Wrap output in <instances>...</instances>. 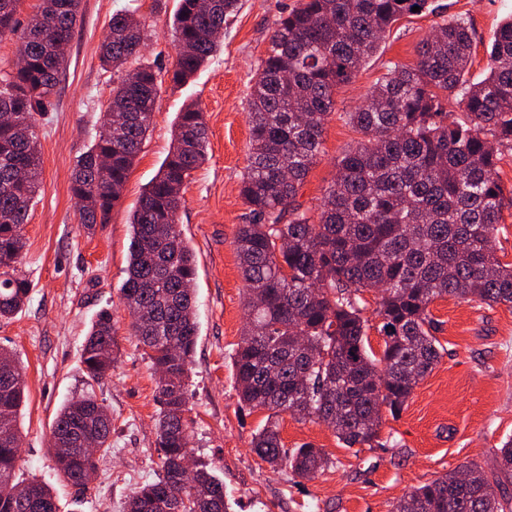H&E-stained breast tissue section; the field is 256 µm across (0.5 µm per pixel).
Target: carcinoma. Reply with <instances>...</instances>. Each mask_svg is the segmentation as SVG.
<instances>
[{
	"instance_id": "obj_1",
	"label": "carcinoma",
	"mask_w": 512,
	"mask_h": 512,
	"mask_svg": "<svg viewBox=\"0 0 512 512\" xmlns=\"http://www.w3.org/2000/svg\"><path fill=\"white\" fill-rule=\"evenodd\" d=\"M20 0H0V40L17 37L19 69L0 65V322L23 310L29 282L16 266L25 224L40 185L41 151L33 114L45 112L63 70L57 44L71 41L81 0H40L17 32ZM239 0H179L173 17L175 68L149 64L112 83L105 116L123 121L77 159L71 193L79 223L106 224L156 112L159 85L188 82L219 47L212 32L238 12ZM428 0H297L279 18L252 86L247 119L250 163L240 196L249 221L236 246L248 291V314L233 357L242 408L268 412L252 440L274 470L310 481L329 467L310 443L288 449L279 417L325 423L344 447L379 442L383 412L397 417L414 388L441 358L430 305L445 296L486 305L512 304V264L493 243L502 221L498 163L512 152V18L499 24L488 74L466 85L472 64L464 18L437 24L413 65L395 64L365 103L347 113L359 135L336 163V176L317 213L297 203L299 187L321 153L336 89L360 71L401 16ZM145 24L129 6L112 15L100 45L101 67L119 70L141 57ZM461 89L463 113L445 120L443 96ZM207 128L196 104L175 122L173 146L130 212L131 242L121 303L132 330L161 374L162 406L155 448L161 473L129 496L126 512H226L224 484L207 468L192 483L177 482L189 453L186 379L199 335L193 284L196 261L178 227L181 189L206 159ZM102 156L110 158L100 167ZM95 195L96 205L84 200ZM381 289L375 313L384 336L381 355L366 347L362 294ZM113 315L102 310L82 349L85 394L58 411L49 452L59 476L75 488L97 460L79 442L96 438L99 456L112 448V418L91 386L112 369ZM0 512H63L53 488L17 482L18 418L25 400L24 367L0 349ZM512 440L499 449L495 485L468 462L415 488L394 512H512Z\"/></svg>"
}]
</instances>
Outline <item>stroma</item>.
Instances as JSON below:
<instances>
[{
  "label": "stroma",
  "instance_id": "stroma-1",
  "mask_svg": "<svg viewBox=\"0 0 512 512\" xmlns=\"http://www.w3.org/2000/svg\"><path fill=\"white\" fill-rule=\"evenodd\" d=\"M128 0H82V19L67 48V67L49 111L36 114L42 152L40 189L25 226L18 265L30 284L29 300L15 319L0 323V347L26 367L21 409L20 475L51 484L66 512H124L128 495L154 481L159 375L132 336L120 303L130 245V210L166 158L178 112L198 102L209 130L207 160L184 185L179 227L196 253L195 313L199 324L187 414L190 459L224 482L229 512H392L414 488L465 462L494 475L498 448L512 438V306H488L453 297L430 307L442 348L433 372L414 389L399 418L384 417L382 443L354 452L326 424L282 416L286 448L310 442L331 463L307 481L272 471L253 451L264 412L241 409L231 357L245 321L246 289L236 253V231L246 207L241 178L250 159L246 118L252 80L266 54L278 16L295 0H241L214 56L185 85L163 82L153 124L131 168L122 202L108 223L85 228L70 192L77 157L102 124L112 76L98 50L112 14ZM148 25L145 60L172 68V32L178 0H138ZM512 15V0H429L427 10L403 15L377 54L352 83L336 91V109L323 133V151L299 192L303 207L317 209L336 175V161L357 135L346 115L362 105L393 64H415L423 41L442 20L468 19L474 34L471 82L486 76L487 48L498 24ZM504 190L502 232L496 254L512 263V153L498 167ZM111 309L119 351L109 376L95 387L112 416V451L86 492L61 481L48 451L58 409L87 389L80 348L97 313Z\"/></svg>",
  "mask_w": 512,
  "mask_h": 512
}]
</instances>
